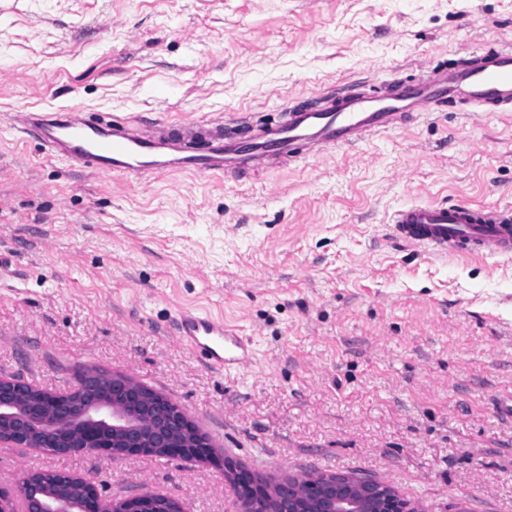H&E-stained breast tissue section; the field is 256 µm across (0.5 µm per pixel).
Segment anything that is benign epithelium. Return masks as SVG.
Listing matches in <instances>:
<instances>
[{"label":"benign epithelium","mask_w":512,"mask_h":512,"mask_svg":"<svg viewBox=\"0 0 512 512\" xmlns=\"http://www.w3.org/2000/svg\"><path fill=\"white\" fill-rule=\"evenodd\" d=\"M0 442L58 457L218 458L199 426L162 393L129 375L94 369L84 371L67 392L0 376ZM224 472L243 512H419L418 505L370 476L308 471L271 482L230 460L224 461ZM58 475L69 495L48 493L41 473L26 472L17 485L21 510L0 487V512H73V502L81 504L78 512H183L177 500L150 491L109 500L88 478Z\"/></svg>","instance_id":"1"}]
</instances>
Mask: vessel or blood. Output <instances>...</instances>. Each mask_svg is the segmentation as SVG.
I'll return each mask as SVG.
<instances>
[{
    "label": "vessel or blood",
    "mask_w": 512,
    "mask_h": 512,
    "mask_svg": "<svg viewBox=\"0 0 512 512\" xmlns=\"http://www.w3.org/2000/svg\"><path fill=\"white\" fill-rule=\"evenodd\" d=\"M466 105L493 112L512 105V47L488 46L464 65L438 64L424 76L380 87L328 94L318 109L290 107L287 119L252 121L248 141L222 130L197 133L178 125L144 134L117 116L92 120L80 105L21 113L19 132L35 136L45 152L111 178L193 173L242 177L298 157L299 146L320 152L354 147L396 129L412 113ZM393 240L439 255L511 256L512 210L466 202L414 203L395 211ZM176 330L210 367L229 370L249 357V343L223 321L197 311L180 312Z\"/></svg>",
    "instance_id": "b4317fda"
}]
</instances>
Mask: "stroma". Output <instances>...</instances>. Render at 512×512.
Masks as SVG:
<instances>
[{
    "mask_svg": "<svg viewBox=\"0 0 512 512\" xmlns=\"http://www.w3.org/2000/svg\"><path fill=\"white\" fill-rule=\"evenodd\" d=\"M512 46V0H0V375L67 391L87 369L161 392L217 462L0 444V485L66 471L239 512L231 460L266 478L368 474L425 512H512V256L388 238L399 207L512 209V110L421 112L356 148L249 178L97 176L18 112L74 103L148 133L318 108ZM224 318L252 360L219 371L177 336Z\"/></svg>",
    "mask_w": 512,
    "mask_h": 512,
    "instance_id": "obj_1",
    "label": "stroma"
}]
</instances>
